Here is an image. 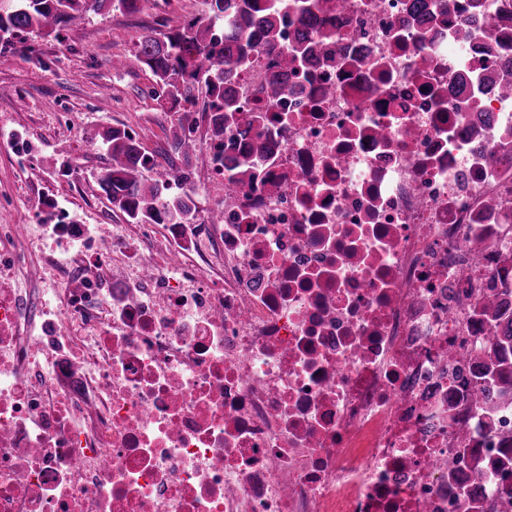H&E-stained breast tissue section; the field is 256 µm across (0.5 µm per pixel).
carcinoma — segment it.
Listing matches in <instances>:
<instances>
[{"label":"carcinoma","instance_id":"carcinoma-1","mask_svg":"<svg viewBox=\"0 0 512 512\" xmlns=\"http://www.w3.org/2000/svg\"><path fill=\"white\" fill-rule=\"evenodd\" d=\"M143 0H8L0 6V45L7 48L30 34L61 39L62 32L78 25L90 12H135ZM287 8L284 0H202L200 14L166 31L141 36L135 43L134 60L147 68L170 109L193 104L205 96L211 113V137L224 142V113L235 112L229 89L224 87V60L242 58L257 34L273 45L279 37ZM502 93H512V59L494 74ZM170 147L188 154L191 138L178 121L169 127ZM109 164L98 178L101 192L130 224H182L193 210L191 197L171 202V184L190 182V173L171 168L155 170L140 139L129 131L110 128L103 134ZM154 171V176L146 173ZM493 326L488 360L475 366L470 380L471 396L478 407L493 411L512 403V315L488 303Z\"/></svg>","mask_w":512,"mask_h":512}]
</instances>
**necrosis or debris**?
<instances>
[{"instance_id":"1","label":"necrosis or debris","mask_w":512,"mask_h":512,"mask_svg":"<svg viewBox=\"0 0 512 512\" xmlns=\"http://www.w3.org/2000/svg\"><path fill=\"white\" fill-rule=\"evenodd\" d=\"M410 3L288 0L276 47L225 63L239 109L195 186L233 187L223 223L106 248L45 225L50 305L0 256V512H494L512 490V404L476 409L448 361L487 353L481 299L512 312V96L459 83L512 58V0Z\"/></svg>"}]
</instances>
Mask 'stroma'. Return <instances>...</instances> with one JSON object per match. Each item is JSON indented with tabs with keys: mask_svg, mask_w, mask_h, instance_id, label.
Masks as SVG:
<instances>
[{
	"mask_svg": "<svg viewBox=\"0 0 512 512\" xmlns=\"http://www.w3.org/2000/svg\"><path fill=\"white\" fill-rule=\"evenodd\" d=\"M201 0H167L153 10L143 0L134 13L88 14L65 30L63 41L28 36L0 50V224L20 225L13 242L30 269L39 266L43 201L63 223L102 225V243L125 218L98 187L108 164L101 133L132 130L156 165L196 170L197 149L171 152L167 129L177 112L149 97L152 74L131 57L139 36L182 25ZM126 67H114L115 59Z\"/></svg>",
	"mask_w": 512,
	"mask_h": 512,
	"instance_id": "obj_1",
	"label": "stroma"
}]
</instances>
